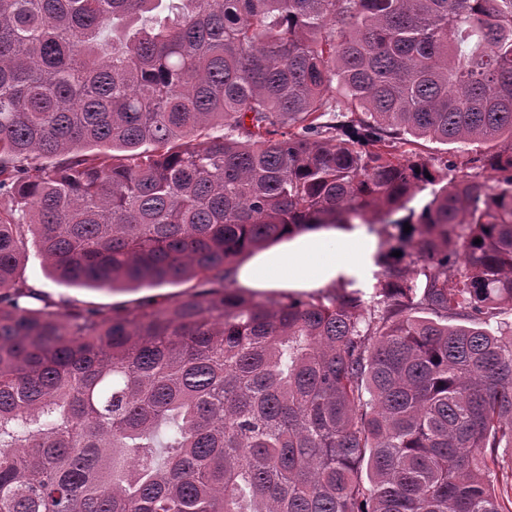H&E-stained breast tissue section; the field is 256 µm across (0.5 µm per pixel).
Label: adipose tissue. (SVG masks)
<instances>
[{
	"mask_svg": "<svg viewBox=\"0 0 512 512\" xmlns=\"http://www.w3.org/2000/svg\"><path fill=\"white\" fill-rule=\"evenodd\" d=\"M378 269L377 240L364 225H323L254 252L235 266L233 280L257 292H305L348 280L361 287Z\"/></svg>",
	"mask_w": 512,
	"mask_h": 512,
	"instance_id": "ef3b65f1",
	"label": "adipose tissue"
}]
</instances>
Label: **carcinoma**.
<instances>
[{"label":"carcinoma","instance_id":"carcinoma-1","mask_svg":"<svg viewBox=\"0 0 512 512\" xmlns=\"http://www.w3.org/2000/svg\"><path fill=\"white\" fill-rule=\"evenodd\" d=\"M0 197V512H512V0H0ZM357 223L371 300L233 287ZM419 145L416 148V152L423 158L430 161V163L438 166L441 161H444L448 158L452 161H457L458 166H460V162L465 159L459 157L456 152H454L457 145H444L437 142H432L428 140H419ZM29 250L30 259L20 268V275L34 285L37 290L44 292L57 302L72 300L79 304L100 307H111L112 305L133 307L146 297L179 296L185 298L193 291V282H183L157 288H136L135 290L126 291H112L106 288H69L49 279L39 262L33 257L31 246Z\"/></svg>","mask_w":512,"mask_h":512}]
</instances>
